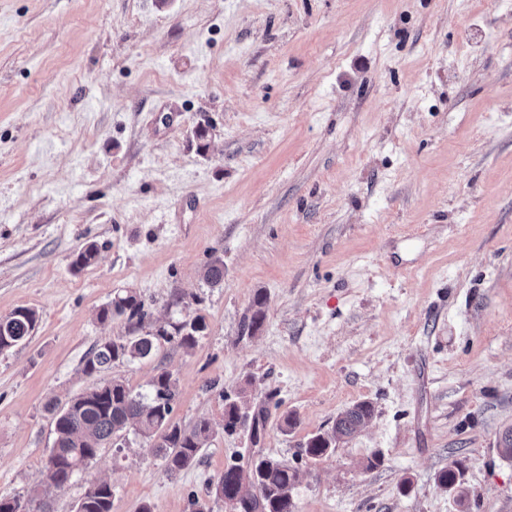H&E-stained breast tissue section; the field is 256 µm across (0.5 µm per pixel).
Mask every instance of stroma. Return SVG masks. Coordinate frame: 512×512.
Here are the masks:
<instances>
[{"instance_id":"stroma-1","label":"stroma","mask_w":512,"mask_h":512,"mask_svg":"<svg viewBox=\"0 0 512 512\" xmlns=\"http://www.w3.org/2000/svg\"><path fill=\"white\" fill-rule=\"evenodd\" d=\"M126 293L137 333L205 329L99 378L172 372L174 422L213 436L173 475L131 434L44 485L46 405L99 379L83 359L127 335L98 318ZM19 307L40 319L0 353V499L40 483L75 512L106 481L112 512H231L215 482L251 442L229 397L266 407L297 512H512V0H0V316ZM361 401L368 424L300 457ZM126 316L130 325H141L147 317L144 304L133 294L116 295L112 302L102 307L98 313L100 321L112 320L115 316ZM135 321V322H133Z\"/></svg>"}]
</instances>
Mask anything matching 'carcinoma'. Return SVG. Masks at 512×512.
<instances>
[{"instance_id":"1","label":"carcinoma","mask_w":512,"mask_h":512,"mask_svg":"<svg viewBox=\"0 0 512 512\" xmlns=\"http://www.w3.org/2000/svg\"><path fill=\"white\" fill-rule=\"evenodd\" d=\"M95 244L87 245L73 261V267L83 269L92 265L97 257ZM205 280L213 287L224 283V260L217 257L207 267ZM266 298L258 293L254 297L250 317L243 322V330L257 332L265 319ZM126 316L128 323L141 325L147 317L144 304L133 294L116 295L102 307L98 318L108 321L115 316ZM38 322L37 312L20 307L0 316V352L27 342ZM205 329L203 319L194 317L173 325V332L160 330L157 334L133 335L105 344L94 345L83 360V373L89 377L99 374L116 362L146 359L156 351L160 341L175 343L192 349L198 343L199 333ZM146 394L135 393L117 380H105L71 398L64 405L49 404L54 414V440L49 449L46 479L58 488L68 485L73 476L83 469L107 444L122 447L129 431L146 438H156L153 451L165 461L169 474L193 465L201 448L212 435L208 418L197 419L186 430L172 421L173 403L177 395V379L167 370L158 371L149 382ZM374 407L360 402L346 410L332 430L309 437L301 455L317 460L336 448V434L351 436L370 420ZM266 423L263 408L250 413L224 396V431L239 430L250 433L257 444L259 436L252 434L258 424ZM457 463L441 470L437 475L440 486L453 489L458 486ZM297 470L284 461L261 455L251 459L249 468L231 464L222 473L215 486L217 497L224 499L233 512H296L294 489ZM112 485L106 481L89 487L79 500L76 512H112ZM0 512H54L38 488L29 492L25 501L0 500Z\"/></svg>"}]
</instances>
